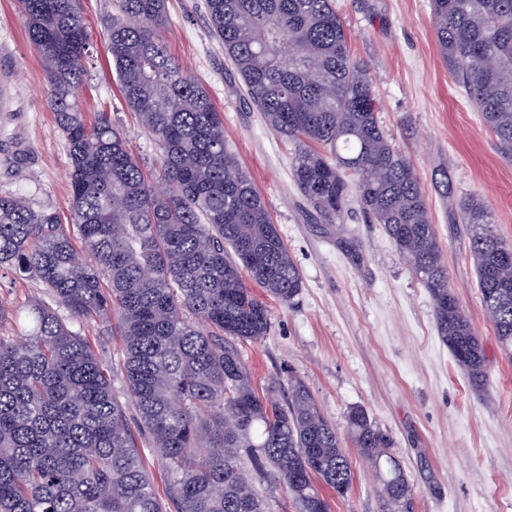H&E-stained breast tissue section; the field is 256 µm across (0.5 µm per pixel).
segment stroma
I'll use <instances>...</instances> for the list:
<instances>
[{"mask_svg": "<svg viewBox=\"0 0 512 512\" xmlns=\"http://www.w3.org/2000/svg\"><path fill=\"white\" fill-rule=\"evenodd\" d=\"M112 4L81 0L90 47L80 103L87 120L108 113L151 173L158 147L127 110L105 49ZM336 8L353 56L372 66L381 124L409 153L429 200L451 283L482 344L487 384L470 388L438 336L427 289L357 201L344 223L314 220L292 175L293 149L244 106L241 81L209 33L205 0H167L163 38L221 111L224 140L302 276L292 304L269 300L268 335L238 348L257 388L302 379L337 429L350 409H364L393 439L413 490L411 512H512V354L482 306L470 230L458 219L460 199L481 196L495 232L512 244V158L449 74L431 0H336ZM49 97L17 0H0V194L24 193L34 208L66 219L69 158ZM350 460L352 487L332 497V512H383L374 469L358 454Z\"/></svg>", "mask_w": 512, "mask_h": 512, "instance_id": "1", "label": "stroma"}]
</instances>
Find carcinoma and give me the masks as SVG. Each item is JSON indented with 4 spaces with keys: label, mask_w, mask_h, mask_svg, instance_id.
I'll use <instances>...</instances> for the list:
<instances>
[{
    "label": "carcinoma",
    "mask_w": 512,
    "mask_h": 512,
    "mask_svg": "<svg viewBox=\"0 0 512 512\" xmlns=\"http://www.w3.org/2000/svg\"><path fill=\"white\" fill-rule=\"evenodd\" d=\"M247 102L294 147L293 174L313 215L342 224L357 197L427 288L437 333L469 386L486 382L482 346L451 289L443 248L409 156L378 119L370 67L356 59L336 0H206ZM51 86L70 160V221L0 194V268L40 283L42 300L6 315L25 337H0V512H266L269 478L299 512H331L316 482L352 487L341 435L297 379L258 391L239 341L302 288L266 202L224 141L207 89L162 40L166 0H116L105 29L127 108L154 138L148 178L102 112L89 123L78 91L89 37L80 0H18ZM437 45L454 80L512 157V0H431ZM483 308L512 353V245L477 195L462 198ZM65 308L69 317L59 313ZM120 336L109 362L87 324ZM121 377L127 401L112 389ZM346 432L379 480L384 512L412 488L390 435L361 408ZM165 464L159 493L141 448Z\"/></svg>",
    "instance_id": "cac0c4a2"
}]
</instances>
